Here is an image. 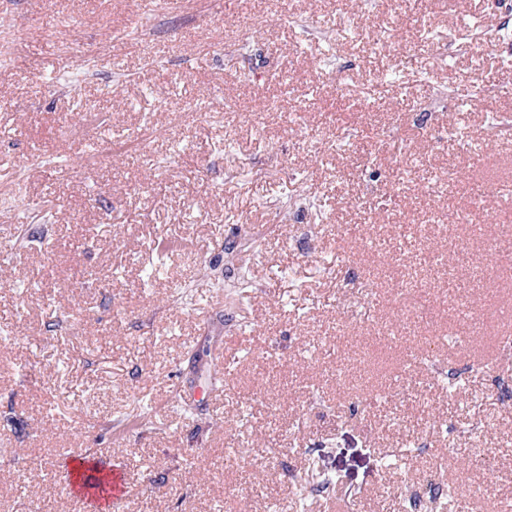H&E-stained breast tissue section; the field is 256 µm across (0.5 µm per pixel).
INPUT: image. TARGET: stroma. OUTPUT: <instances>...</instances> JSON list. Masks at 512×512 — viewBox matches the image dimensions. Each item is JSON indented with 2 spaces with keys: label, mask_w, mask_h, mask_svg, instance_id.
I'll list each match as a JSON object with an SVG mask.
<instances>
[{
  "label": "stroma",
  "mask_w": 512,
  "mask_h": 512,
  "mask_svg": "<svg viewBox=\"0 0 512 512\" xmlns=\"http://www.w3.org/2000/svg\"><path fill=\"white\" fill-rule=\"evenodd\" d=\"M224 2L0 9V25L57 22L52 38L23 31L0 68V186L25 199L0 210V512H97L66 448L123 463L119 512H286L313 472L356 490L357 512H403V479L433 475L465 512H512V401L482 369L495 335L475 330L462 351L453 332L512 293L491 269L492 250L512 249V223L494 219L512 136L484 132L488 113L512 118L504 9L423 0L412 19L447 44L407 27L381 47L386 4ZM140 23L153 35L123 38ZM216 27L247 33L245 48L202 50ZM434 83L449 96L431 112ZM146 125L145 142L81 174L38 163ZM40 228L48 245L21 246ZM425 251L438 257L417 278L430 327L398 315L387 276ZM220 351L232 374L214 395ZM412 441L428 451L383 467Z\"/></svg>",
  "instance_id": "35a3bbf8"
}]
</instances>
